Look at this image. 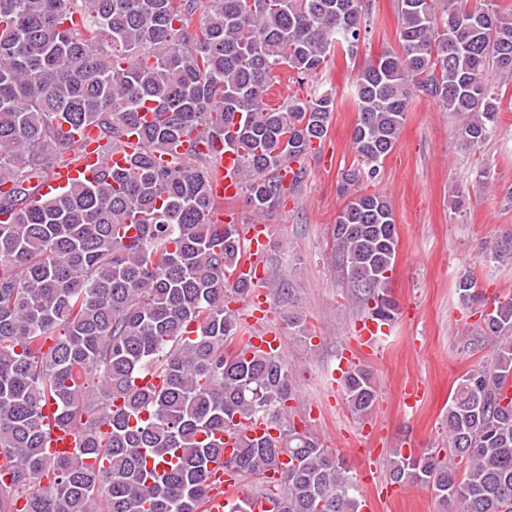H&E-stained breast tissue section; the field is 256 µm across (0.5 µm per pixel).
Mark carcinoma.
Returning a JSON list of instances; mask_svg holds the SVG:
<instances>
[{
	"label": "carcinoma",
	"instance_id": "cac0c4a2",
	"mask_svg": "<svg viewBox=\"0 0 512 512\" xmlns=\"http://www.w3.org/2000/svg\"><path fill=\"white\" fill-rule=\"evenodd\" d=\"M366 0H0V512H204L210 466L243 477L281 470L270 512H357L347 463L295 423H284L296 382L282 357L238 340L229 295L248 243L237 224L209 215L213 156L183 145L193 130L233 143L247 205L275 208L279 171L322 141L335 108L324 92L265 102L287 68L302 84L340 50L358 53ZM399 50L356 79L357 164L340 173L349 193L377 175L417 93L467 112L471 149L493 132L498 93L486 71L512 76V18L495 0H399ZM86 127L114 147L136 136L124 167L54 196L46 172L72 162ZM336 269L364 311L390 321L398 248L392 207L357 195L336 216ZM512 261V234L485 246ZM462 304L488 305L473 275ZM480 333L490 358L463 374L445 413L448 460L425 450L390 458L397 484L433 490L441 512H512V297L493 302ZM197 326L196 336H184ZM153 373L159 387L140 388ZM350 412L377 399L372 372L343 380ZM121 398L124 406L113 410ZM55 410L46 416L47 403ZM75 430L71 455L52 458L46 434ZM264 418L275 438L241 435L224 456V430Z\"/></svg>",
	"mask_w": 512,
	"mask_h": 512
}]
</instances>
